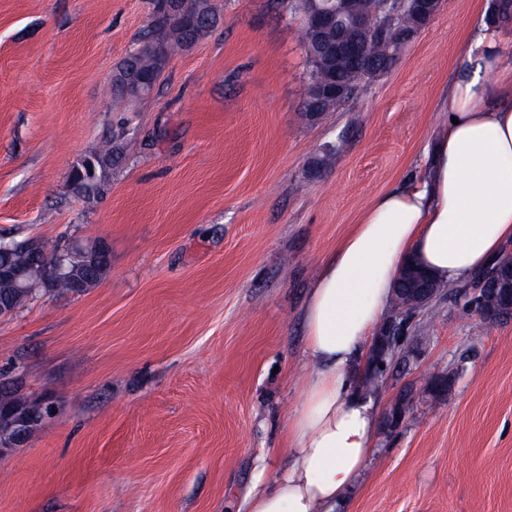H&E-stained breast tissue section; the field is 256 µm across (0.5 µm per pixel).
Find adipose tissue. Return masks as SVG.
<instances>
[{
    "mask_svg": "<svg viewBox=\"0 0 512 512\" xmlns=\"http://www.w3.org/2000/svg\"><path fill=\"white\" fill-rule=\"evenodd\" d=\"M501 66L500 33L479 22L443 97L430 161L374 199L321 262L303 311L312 370L288 422V465L273 487L253 486L246 512H335L375 444V405L356 372L405 261L452 287L512 242V73Z\"/></svg>",
    "mask_w": 512,
    "mask_h": 512,
    "instance_id": "1",
    "label": "adipose tissue"
}]
</instances>
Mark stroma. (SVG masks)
<instances>
[{
  "instance_id": "stroma-1",
  "label": "stroma",
  "mask_w": 512,
  "mask_h": 512,
  "mask_svg": "<svg viewBox=\"0 0 512 512\" xmlns=\"http://www.w3.org/2000/svg\"><path fill=\"white\" fill-rule=\"evenodd\" d=\"M211 2L219 23L151 94L116 101L149 0H0V238L111 249L94 288L0 317V379L55 408L0 457V512H241L257 472L273 483L320 262L424 166L460 48L494 12L442 0L390 70L310 123L288 0ZM118 127L124 160L84 202L67 173ZM474 298L461 284L376 326L377 441L336 512H512V315Z\"/></svg>"
}]
</instances>
